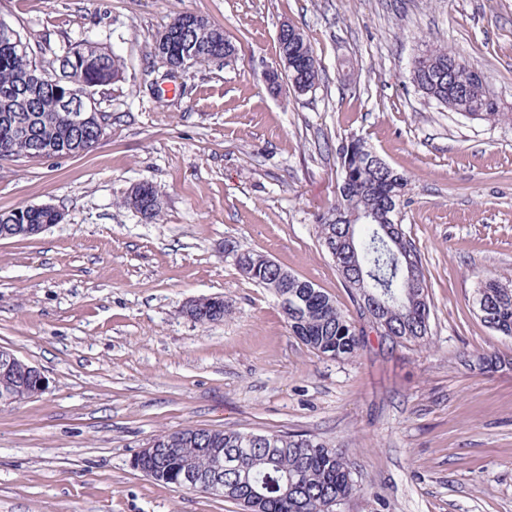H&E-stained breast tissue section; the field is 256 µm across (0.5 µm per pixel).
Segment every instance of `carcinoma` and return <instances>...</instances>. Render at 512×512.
Returning a JSON list of instances; mask_svg holds the SVG:
<instances>
[{"label":"carcinoma","mask_w":512,"mask_h":512,"mask_svg":"<svg viewBox=\"0 0 512 512\" xmlns=\"http://www.w3.org/2000/svg\"><path fill=\"white\" fill-rule=\"evenodd\" d=\"M195 40L203 52L201 64L212 62L210 53L224 49V31L201 19ZM279 60L296 61L288 69L292 89L305 94L319 81L320 68L311 43L294 26L278 40ZM41 66L55 69L52 83L39 88L25 85V76ZM470 64L442 48L428 49L415 58L412 81L430 100L472 120L506 122L512 114L500 111L497 99L482 79L471 80ZM82 73L84 83L100 91L120 82L124 63L98 43L76 42L53 59L43 61L35 52L20 53L0 39V158L38 161L43 157H76L93 146L85 144L62 118L61 101L69 96V71ZM339 158V198L336 207L319 218L317 234L325 249H337L348 233L341 217L351 211H369L375 219L353 230L356 253L337 271L358 306L359 318L386 326L382 336L396 343L428 340L430 302L420 253L403 228V198L408 178L391 168L360 138L336 147ZM158 191L141 195L129 191L124 206L147 219H156L162 206L152 202ZM48 215L29 207L0 212V238H28L27 225L48 224ZM268 257L249 250H234L239 271L262 288L278 292L279 272L266 264ZM416 280L407 278V266ZM473 303L489 328L512 336V285L489 277L475 292ZM291 333L310 350L331 359L355 356L365 345L363 328L348 318L325 292L307 297L297 310L283 309ZM244 433L199 428L194 436L183 432L156 435L167 449L163 482L177 485L184 459L198 448H222L231 453L243 447ZM274 447L259 446L243 453L240 465L251 476L241 485L236 475H224V498L243 512H335L333 500L354 490L344 455L315 439L288 432L275 433Z\"/></svg>","instance_id":"carcinoma-1"}]
</instances>
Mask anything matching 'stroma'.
<instances>
[{
    "instance_id": "stroma-1",
    "label": "stroma",
    "mask_w": 512,
    "mask_h": 512,
    "mask_svg": "<svg viewBox=\"0 0 512 512\" xmlns=\"http://www.w3.org/2000/svg\"><path fill=\"white\" fill-rule=\"evenodd\" d=\"M184 12L223 27L237 60L166 79L150 47ZM0 18L32 46L88 39L125 66L91 153L0 159V212L64 214L0 239V349L50 380L0 405V512H241L135 468L146 439L189 426L342 450L355 489L339 512H512V337L473 306L485 275L512 284V124L439 107L411 79L441 46L512 112V0H0ZM285 23L320 64L305 94L263 81ZM353 137L408 178L431 336L399 345L370 327L337 361L292 336L224 248L267 255L358 318L316 227L338 198L334 147ZM142 181L163 199L153 221L122 204ZM213 294L223 320L183 315ZM492 353L508 365L480 369Z\"/></svg>"
}]
</instances>
